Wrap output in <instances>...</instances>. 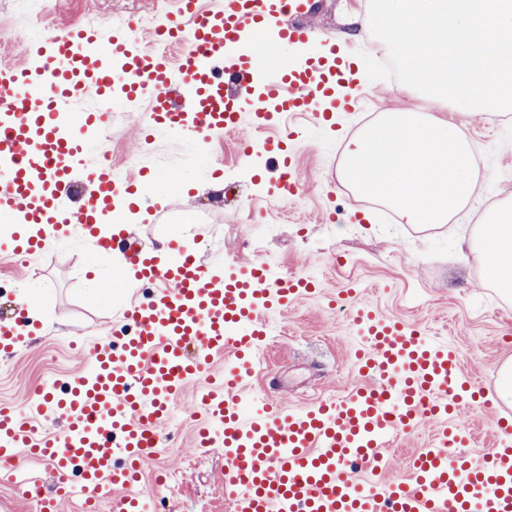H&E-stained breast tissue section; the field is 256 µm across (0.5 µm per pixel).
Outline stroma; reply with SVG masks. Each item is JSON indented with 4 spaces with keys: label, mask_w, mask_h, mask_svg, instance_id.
<instances>
[{
    "label": "stroma",
    "mask_w": 512,
    "mask_h": 512,
    "mask_svg": "<svg viewBox=\"0 0 512 512\" xmlns=\"http://www.w3.org/2000/svg\"><path fill=\"white\" fill-rule=\"evenodd\" d=\"M311 4L312 25L350 52L370 51L369 36L355 23L369 0ZM166 10V0H99L93 14L78 7L52 12L34 27L18 0H0V43L21 34L31 42L88 21L105 27L118 15L141 34L165 21ZM400 87L393 80L367 82L364 110L342 120L331 134L309 116L290 122L287 145L299 192L286 201L268 193L277 165L263 151V132L243 127L213 137L198 152L179 139L163 138L144 151L142 113L126 111L118 102L111 107L106 133L112 139L113 166L137 156L179 165L190 179L186 187H170L152 218L142 211H120L121 223L131 225L147 246L159 251L174 239L211 267L265 260L283 274L316 278L315 292L278 313L283 330L267 337L260 351L263 371L246 382L247 392L266 393L287 409L342 399L361 383L348 309L330 305L350 287L358 288V302L377 314L452 342L462 354L465 374L490 398L498 396L499 366L512 358V297L490 286L480 264L463 254L486 212L512 196V113L465 115L481 160L478 187L450 223L400 224L387 219L383 206L358 196L340 168L346 144L365 123L400 107L433 111L430 101L406 97ZM85 251L83 240L71 237L28 257L23 266L0 257V300L31 308L41 327L40 336L13 357H0V402L28 404L38 384L62 378L77 366L75 346L101 342L114 316L142 298L137 283L110 287L107 269L101 275L105 289L94 292ZM506 411L504 405L488 410L477 401L460 410L455 422L471 436L466 455L478 459L492 449L498 417ZM197 430L190 418L166 419L159 433L170 441L161 459L144 464L139 486L163 497L168 512H231L224 500V451L199 453ZM437 433V426L428 423L395 440L384 456L383 480L408 479L412 460ZM158 468L177 479L178 491L155 483L152 473Z\"/></svg>",
    "instance_id": "35a3bbf8"
}]
</instances>
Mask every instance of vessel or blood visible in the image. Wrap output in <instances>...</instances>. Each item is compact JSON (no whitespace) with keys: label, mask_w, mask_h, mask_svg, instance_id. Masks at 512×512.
Wrapping results in <instances>:
<instances>
[{"label":"vessel or blood","mask_w":512,"mask_h":512,"mask_svg":"<svg viewBox=\"0 0 512 512\" xmlns=\"http://www.w3.org/2000/svg\"><path fill=\"white\" fill-rule=\"evenodd\" d=\"M309 15V0H174L147 37L179 44L176 55L147 50L122 25L69 26L30 45L24 65L0 67V219L9 229L0 252L32 256L76 229L93 240L96 256L123 249L126 275L153 287L62 384L40 388L26 410L0 404V485L15 487L36 512H60L73 501L98 512L112 496L118 512H151L150 496L137 489L139 470L158 454L168 406L227 351L235 359L219 390L201 397L209 424L197 445L222 444L224 498L234 512H512L506 418L481 464L459 455L468 436L447 427L415 457L408 480L360 476L395 435L456 410L467 383L454 345L356 304L349 317L364 334L356 350L364 384L297 411L263 398L243 414L241 383L257 372L269 315L309 294L308 283L263 264L223 276L174 241L162 260L139 247L129 225L112 221L114 209L136 207L139 186L161 190L176 175L164 165L116 175L93 152L102 113L72 108L89 94L102 104L121 94L130 108L145 107L155 133L197 147L245 125L272 131L267 149L280 175L270 193L297 191L275 129L297 113L331 125L342 105L337 87L361 79L331 40L304 62L284 59V46L317 39ZM80 173L88 187L75 204ZM39 333L26 310L1 315L0 355L12 356ZM56 418L64 430L43 431ZM22 453L43 469L20 465Z\"/></svg>","instance_id":"b4317fda"}]
</instances>
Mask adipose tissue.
<instances>
[{
    "mask_svg": "<svg viewBox=\"0 0 512 512\" xmlns=\"http://www.w3.org/2000/svg\"><path fill=\"white\" fill-rule=\"evenodd\" d=\"M467 250L482 263L488 282L512 293V198L486 214L478 237L469 242Z\"/></svg>",
    "mask_w": 512,
    "mask_h": 512,
    "instance_id": "ef3b65f1",
    "label": "adipose tissue"
}]
</instances>
